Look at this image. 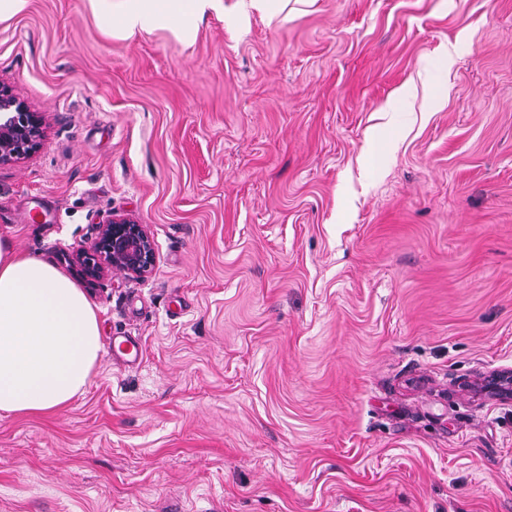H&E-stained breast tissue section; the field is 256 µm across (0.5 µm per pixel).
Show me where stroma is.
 Wrapping results in <instances>:
<instances>
[{"instance_id":"obj_1","label":"stroma","mask_w":512,"mask_h":512,"mask_svg":"<svg viewBox=\"0 0 512 512\" xmlns=\"http://www.w3.org/2000/svg\"><path fill=\"white\" fill-rule=\"evenodd\" d=\"M193 25L0 19V83L46 122L0 230L74 279L113 214L157 251L85 286L84 392L0 415V512H512V398L475 388L512 370V0Z\"/></svg>"}]
</instances>
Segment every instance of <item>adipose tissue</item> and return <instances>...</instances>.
<instances>
[{"label":"adipose tissue","instance_id":"obj_1","mask_svg":"<svg viewBox=\"0 0 512 512\" xmlns=\"http://www.w3.org/2000/svg\"><path fill=\"white\" fill-rule=\"evenodd\" d=\"M215 0H123L112 26L122 33ZM102 348L95 304L49 261L19 253L0 232V413L49 415L82 394Z\"/></svg>","mask_w":512,"mask_h":512}]
</instances>
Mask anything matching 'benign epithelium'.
<instances>
[{"label": "benign epithelium", "instance_id": "7a95c632", "mask_svg": "<svg viewBox=\"0 0 512 512\" xmlns=\"http://www.w3.org/2000/svg\"><path fill=\"white\" fill-rule=\"evenodd\" d=\"M45 136L42 113L32 111L12 91L0 83V164L28 157ZM97 235L90 248H80L68 255L70 264L79 268L87 283L104 279L110 272L144 279L156 264L154 240L147 225L133 217L114 214L96 227ZM489 389L512 396V372L492 377Z\"/></svg>", "mask_w": 512, "mask_h": 512}]
</instances>
